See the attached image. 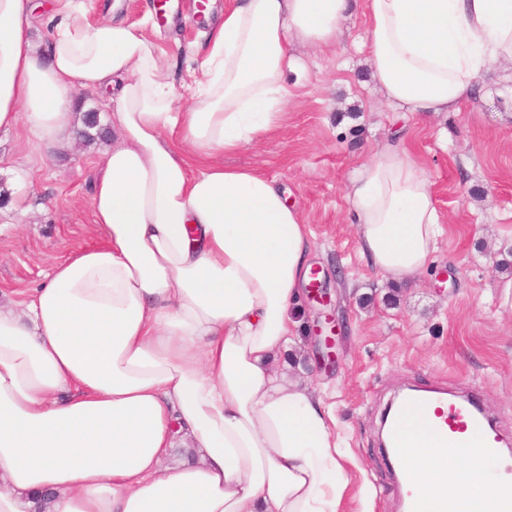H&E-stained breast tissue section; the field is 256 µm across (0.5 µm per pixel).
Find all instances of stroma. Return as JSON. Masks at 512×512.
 <instances>
[{
    "label": "stroma",
    "mask_w": 512,
    "mask_h": 512,
    "mask_svg": "<svg viewBox=\"0 0 512 512\" xmlns=\"http://www.w3.org/2000/svg\"><path fill=\"white\" fill-rule=\"evenodd\" d=\"M175 0L157 21L154 0H89V17L143 25L169 64L175 86L197 69L211 30L234 0H210L197 16ZM367 18L356 11L336 46L293 44L303 67L287 77L281 128L227 156L275 180L299 209L312 242L309 265L328 305L302 300L296 375L320 388L336 418L349 481L340 512H395L398 495L379 443L380 417L398 390L442 387L479 400L503 440L512 442V312L501 306L499 276L512 273V66L482 76L487 94L465 111L398 122L371 81L359 45ZM425 168L446 228L415 286H392L368 268L347 220L356 168L396 128ZM102 142L73 141L45 154L25 127L0 129V303L22 307L50 267L102 245L92 196L103 174ZM342 322L335 363L316 367L318 314Z\"/></svg>",
    "instance_id": "1"
}]
</instances>
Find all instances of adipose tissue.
<instances>
[{
    "label": "adipose tissue",
    "instance_id": "1",
    "mask_svg": "<svg viewBox=\"0 0 512 512\" xmlns=\"http://www.w3.org/2000/svg\"><path fill=\"white\" fill-rule=\"evenodd\" d=\"M352 0H235L180 104L147 31L52 0H0V128L68 146L76 91H106L93 196L103 246L0 306V512H339L348 482L320 394L280 362L297 339L311 242L272 179L225 156L279 126L292 42L336 44ZM371 77L394 111L458 112L512 62V0H365ZM367 265L409 285L443 232L429 177L389 139L349 188ZM424 512H497L478 449L404 424Z\"/></svg>",
    "mask_w": 512,
    "mask_h": 512
}]
</instances>
